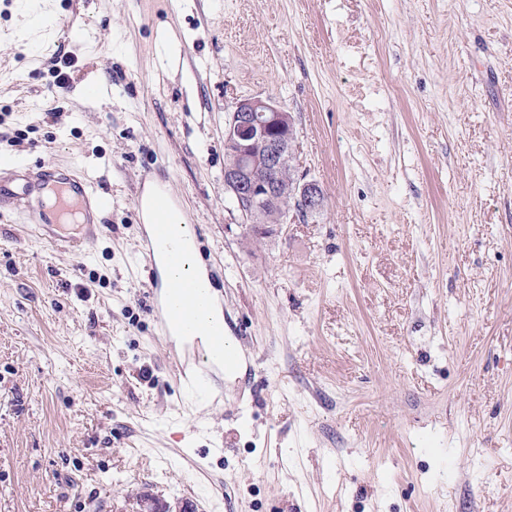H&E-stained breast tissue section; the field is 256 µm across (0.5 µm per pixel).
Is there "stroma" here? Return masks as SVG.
Returning <instances> with one entry per match:
<instances>
[{"instance_id": "1", "label": "stroma", "mask_w": 512, "mask_h": 512, "mask_svg": "<svg viewBox=\"0 0 512 512\" xmlns=\"http://www.w3.org/2000/svg\"><path fill=\"white\" fill-rule=\"evenodd\" d=\"M0 0V179L112 201L59 250L0 213V512H512V0ZM179 41L160 68L156 45ZM64 87H57V78ZM111 87L88 98L86 82ZM324 195L252 242L235 101ZM170 190L250 380L212 408L157 328L141 177Z\"/></svg>"}]
</instances>
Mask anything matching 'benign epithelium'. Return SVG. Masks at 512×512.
Returning a JSON list of instances; mask_svg holds the SVG:
<instances>
[{
    "label": "benign epithelium",
    "mask_w": 512,
    "mask_h": 512,
    "mask_svg": "<svg viewBox=\"0 0 512 512\" xmlns=\"http://www.w3.org/2000/svg\"><path fill=\"white\" fill-rule=\"evenodd\" d=\"M294 120L273 100L248 98L235 102L224 125V187L250 224L268 223L263 204L282 206L280 223H288L290 209L305 218L321 209V188L302 178L286 179L294 157ZM144 512H194L193 505L175 506L153 497L142 499Z\"/></svg>",
    "instance_id": "7a95c632"
}]
</instances>
